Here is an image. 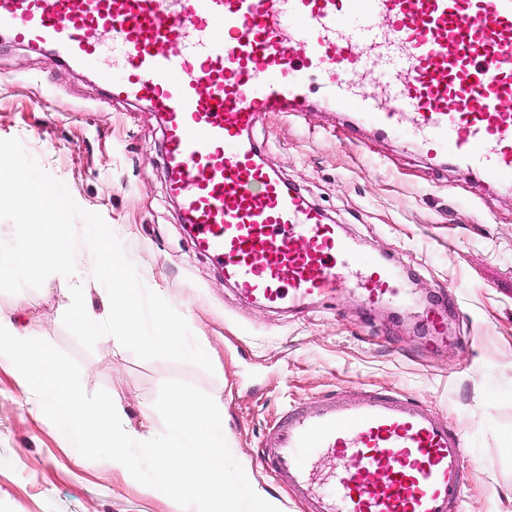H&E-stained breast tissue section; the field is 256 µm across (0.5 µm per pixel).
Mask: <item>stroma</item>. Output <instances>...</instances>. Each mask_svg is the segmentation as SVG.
<instances>
[{"label":"stroma","mask_w":512,"mask_h":512,"mask_svg":"<svg viewBox=\"0 0 512 512\" xmlns=\"http://www.w3.org/2000/svg\"><path fill=\"white\" fill-rule=\"evenodd\" d=\"M253 136L270 167L394 267L408 298L373 312L352 290L300 310L245 299L179 222L159 116L108 100L89 73L0 42V139L20 138L80 208L103 217L143 284L203 337L214 370L142 361L109 335L84 350L62 323L72 282L57 274L38 290L0 292V312L73 356L85 391L120 400L140 435L162 427L154 402L164 380L210 394L224 406L232 455L282 512L307 509L262 469L265 432L291 407L355 388L430 405L465 438L462 512H512V183L436 163L414 135L382 132L321 100L301 117L260 114ZM451 292L460 310L446 308ZM433 306L450 336L436 349ZM35 400L0 356V512H181L111 461L83 458Z\"/></svg>","instance_id":"35a3bbf8"}]
</instances>
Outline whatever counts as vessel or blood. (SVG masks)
Returning a JSON list of instances; mask_svg holds the SVG:
<instances>
[{"label": "vessel or blood", "mask_w": 512, "mask_h": 512, "mask_svg": "<svg viewBox=\"0 0 512 512\" xmlns=\"http://www.w3.org/2000/svg\"><path fill=\"white\" fill-rule=\"evenodd\" d=\"M3 40L160 115L167 189L194 248L267 305L354 287L373 307L404 293L252 136L259 113L306 111L309 77L342 111L418 136L431 158L512 182V0H0ZM323 457L335 463L324 478ZM466 458L431 407L357 390L289 409L260 463L308 512H459Z\"/></svg>", "instance_id": "b4317fda"}]
</instances>
